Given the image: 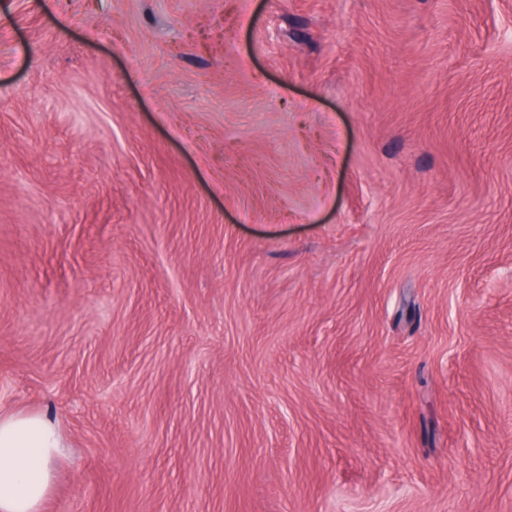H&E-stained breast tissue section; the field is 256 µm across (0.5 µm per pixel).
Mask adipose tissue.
<instances>
[{
  "mask_svg": "<svg viewBox=\"0 0 512 512\" xmlns=\"http://www.w3.org/2000/svg\"><path fill=\"white\" fill-rule=\"evenodd\" d=\"M61 446L50 416L0 412V512H42Z\"/></svg>",
  "mask_w": 512,
  "mask_h": 512,
  "instance_id": "ef3b65f1",
  "label": "adipose tissue"
}]
</instances>
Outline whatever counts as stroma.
<instances>
[{
    "label": "stroma",
    "instance_id": "35a3bbf8",
    "mask_svg": "<svg viewBox=\"0 0 512 512\" xmlns=\"http://www.w3.org/2000/svg\"><path fill=\"white\" fill-rule=\"evenodd\" d=\"M43 512H512V0H0V411ZM62 444L58 424L50 416L0 412L1 512H42Z\"/></svg>",
    "mask_w": 512,
    "mask_h": 512
}]
</instances>
